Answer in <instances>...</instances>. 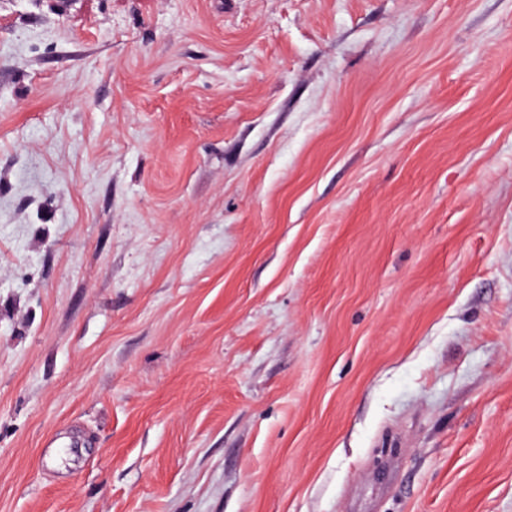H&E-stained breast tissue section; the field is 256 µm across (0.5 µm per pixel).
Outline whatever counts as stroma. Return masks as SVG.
Segmentation results:
<instances>
[{"label": "stroma", "instance_id": "35a3bbf8", "mask_svg": "<svg viewBox=\"0 0 512 512\" xmlns=\"http://www.w3.org/2000/svg\"><path fill=\"white\" fill-rule=\"evenodd\" d=\"M0 512H512V0H0Z\"/></svg>", "mask_w": 512, "mask_h": 512}]
</instances>
